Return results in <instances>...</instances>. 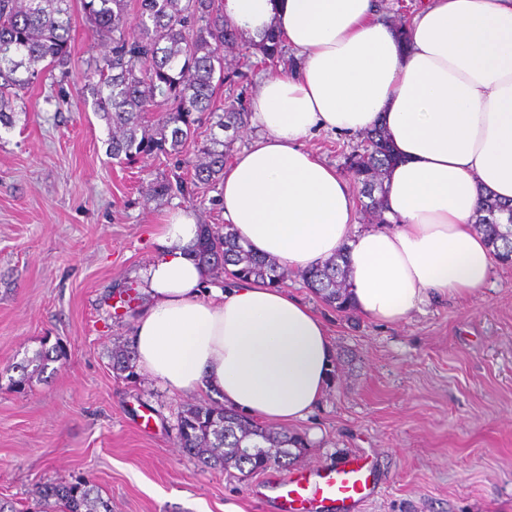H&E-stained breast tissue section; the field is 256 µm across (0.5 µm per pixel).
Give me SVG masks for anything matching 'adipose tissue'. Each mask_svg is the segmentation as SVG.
<instances>
[{
	"instance_id": "obj_1",
	"label": "adipose tissue",
	"mask_w": 512,
	"mask_h": 512,
	"mask_svg": "<svg viewBox=\"0 0 512 512\" xmlns=\"http://www.w3.org/2000/svg\"><path fill=\"white\" fill-rule=\"evenodd\" d=\"M250 42L280 30L301 59L252 102L261 135L225 167L224 223L291 270L346 257L355 311L405 320L434 297L485 288L494 257L481 200H512V0H424L400 48L374 0H223ZM383 127L400 156L387 226L364 230L349 177L306 146L318 132ZM196 213L163 215L139 272V367L179 394L216 393L255 420L291 425L323 400L335 352L325 321L285 290L214 284L194 249Z\"/></svg>"
}]
</instances>
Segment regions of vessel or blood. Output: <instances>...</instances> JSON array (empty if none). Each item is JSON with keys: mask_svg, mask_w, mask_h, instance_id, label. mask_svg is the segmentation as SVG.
I'll return each instance as SVG.
<instances>
[{"mask_svg": "<svg viewBox=\"0 0 512 512\" xmlns=\"http://www.w3.org/2000/svg\"><path fill=\"white\" fill-rule=\"evenodd\" d=\"M371 476L367 462L345 461L327 469L270 476L255 495L274 501L279 512H304L307 503L318 499L331 502L337 512H354L373 489Z\"/></svg>", "mask_w": 512, "mask_h": 512, "instance_id": "1", "label": "vessel or blood"}]
</instances>
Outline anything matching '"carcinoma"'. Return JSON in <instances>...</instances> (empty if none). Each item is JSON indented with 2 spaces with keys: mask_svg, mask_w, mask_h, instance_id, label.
I'll use <instances>...</instances> for the list:
<instances>
[{
  "mask_svg": "<svg viewBox=\"0 0 512 512\" xmlns=\"http://www.w3.org/2000/svg\"><path fill=\"white\" fill-rule=\"evenodd\" d=\"M83 2L88 29L112 44L83 71L94 111L108 127L112 158L130 163L158 154L180 156L204 120L224 131L247 125L249 112L241 102L233 100L221 109L215 105L216 87L230 78L224 48L239 40L220 0H138L134 26L128 22L129 0ZM71 31V0H0V128L15 125V114L26 111L24 95L46 73L69 70ZM283 47L282 38L268 32L246 49L259 63L274 65L282 61ZM157 110L160 116L150 128L146 114ZM363 139L362 150L346 157V170L361 185L363 213L385 224V181L396 156L383 128L363 134ZM232 144L231 138L212 137L198 149V159L183 160L193 185L221 180ZM184 190L179 174L172 180L157 178L149 187L158 199ZM511 213V205L490 197L482 199L478 209L475 227L498 259L512 254V232L502 229L503 216ZM195 253L210 270L227 276L232 286L251 281L275 286L288 276L276 260L252 254L233 233L211 224L200 225ZM303 280L337 310L352 309L345 256L303 272ZM64 355L58 343L39 353L11 380V388L23 391L29 385V365L42 373ZM112 368L127 379L136 377L127 350H112ZM178 438L180 448L202 464L242 474L265 469L269 455L286 469L308 447L302 435L260 426L222 404L187 405L179 416ZM33 496L42 512H112L89 477L38 485Z\"/></svg>",
  "mask_w": 512,
  "mask_h": 512,
  "instance_id": "cac0c4a2",
  "label": "carcinoma"
}]
</instances>
